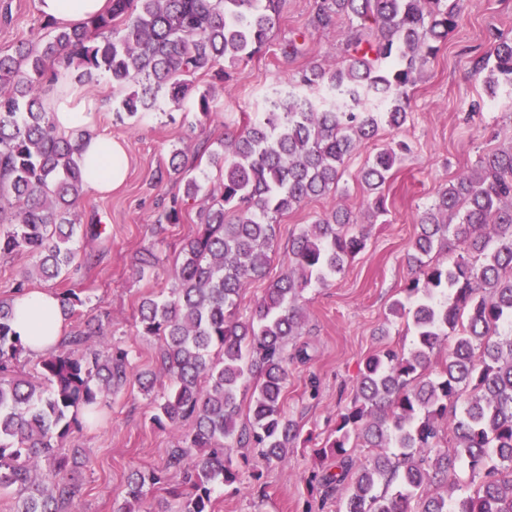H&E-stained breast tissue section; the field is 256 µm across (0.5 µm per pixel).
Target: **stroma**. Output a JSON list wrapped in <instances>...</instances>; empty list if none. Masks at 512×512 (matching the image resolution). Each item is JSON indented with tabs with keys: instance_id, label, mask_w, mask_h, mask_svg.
<instances>
[{
	"instance_id": "obj_1",
	"label": "stroma",
	"mask_w": 512,
	"mask_h": 512,
	"mask_svg": "<svg viewBox=\"0 0 512 512\" xmlns=\"http://www.w3.org/2000/svg\"><path fill=\"white\" fill-rule=\"evenodd\" d=\"M313 10L314 0H284L280 24L258 57L239 65L229 80L199 79L198 89L207 94L212 108L207 117L198 112L194 99L175 105L161 98L153 110L126 124L116 117L112 102L118 93L111 79L101 74L85 83L86 94L105 103L98 114L99 131L123 141L129 158L121 188L108 194L88 190L80 200L81 223L103 227L100 237L80 242L81 253L93 257L94 264L79 276L47 281L27 278L29 256L2 257L0 297L12 296L22 279L31 289H75L86 301L85 316L104 317L107 341L132 349L139 369H155L159 343L137 335L134 316L144 298L166 291L168 268L163 265L150 277L138 278L134 256L155 242L168 259H175L195 229L198 209L196 202L186 201L183 222L166 225L159 238H152L151 225L178 192L171 182H157V171L171 151L180 148L200 183L208 189L217 187L220 172L208 158L199 157L201 142L216 141L225 129L241 127L292 71L313 64L330 66L340 57L335 31L310 28ZM45 31L46 20L35 0H0V52L21 41H37ZM300 31L307 36L308 54L283 63L282 43ZM495 33L512 37V0H467L462 23L409 91L406 124L394 132L382 131L353 154L335 193L280 218L268 276L244 288L241 315H249L271 279L280 275L293 237L317 216L339 205L361 212L357 174L368 158L394 141L409 145L388 183L387 222L370 225L365 249L328 286L304 294V326L298 341L307 345L311 359L289 364L283 402L301 429L295 448L287 463L271 465L255 457L242 461L240 449H232L238 481L234 489L217 490L214 512H338L340 504L333 500L322 508L313 506L305 478L316 464L315 449L333 435L337 413L353 398L364 359L386 345L407 348L412 343L390 307L402 298L410 277L405 257L419 217L440 186L474 166L483 154L512 144V97H489L484 76L475 68ZM152 414L150 398L132 384L104 399L96 424L84 425L66 439L65 448H79L84 454L76 473L80 512H115L127 497L132 472L163 467L178 433L157 428Z\"/></svg>"
}]
</instances>
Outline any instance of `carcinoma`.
Listing matches in <instances>:
<instances>
[{
  "mask_svg": "<svg viewBox=\"0 0 512 512\" xmlns=\"http://www.w3.org/2000/svg\"><path fill=\"white\" fill-rule=\"evenodd\" d=\"M281 0H112L111 9L75 26H56L39 45L16 44L0 53V255L25 253L46 280L89 264L75 248L82 224L76 203L84 185L77 144L59 132L44 106L45 88L72 70L79 78L106 74L126 89L116 116L132 118L155 106L162 92L174 104L196 96L203 115L200 74L223 81L228 67L257 57L279 23ZM465 0H315L310 27L334 29L343 60L313 65L288 78L302 94L336 90L354 97L347 110L312 98L299 112L277 99L273 111L224 134L210 161L219 168L218 194L191 175L185 153L174 150L158 180L182 186V200H203L195 231L169 271L170 288L145 298L137 335L161 340L158 373L168 389L154 396L152 420L175 429L189 423L166 466L136 471L116 512H140L150 491L181 475L177 512H213L216 488L237 479L224 443L234 440L268 464L288 460L300 434L283 409L288 363L309 360L302 345L300 302L312 285L327 286L366 244V227L338 207L317 217L293 241L283 273L250 314L239 315L241 293L267 276L278 218L336 190L346 160L382 130L407 121L408 92L429 69L438 44L457 27ZM362 24L342 30L343 20ZM307 52L306 34L282 44L284 62ZM228 67H223V64ZM491 95L512 94V39L498 36L481 58ZM409 148L378 151L359 171L367 223L384 224V191ZM174 203L155 221L178 224ZM408 254L413 276L391 313L406 319L414 347H384L360 371L351 406L335 435L315 450L320 468L308 482L322 503L338 497L341 512H512V145L438 189L419 218ZM460 253L443 259L449 245ZM162 261L150 246L134 271L144 276ZM64 317L82 316L85 300L73 289L59 295ZM13 299L0 300V494L10 512H76L79 486L68 473L63 442L95 420L103 397L136 377L144 394L154 373H133L131 351L101 345L103 324L88 318L65 344L39 361L34 376L11 375L26 353L13 329ZM448 346L436 373L431 357ZM253 386L248 421L239 395ZM352 448H371L367 460ZM467 495L452 498L459 470Z\"/></svg>",
  "mask_w": 512,
  "mask_h": 512,
  "instance_id": "obj_1",
  "label": "carcinoma"
}]
</instances>
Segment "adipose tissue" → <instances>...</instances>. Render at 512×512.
<instances>
[{
    "mask_svg": "<svg viewBox=\"0 0 512 512\" xmlns=\"http://www.w3.org/2000/svg\"><path fill=\"white\" fill-rule=\"evenodd\" d=\"M109 2L36 0V7L44 17L77 25L105 11ZM48 105L57 129L77 140L86 188L100 193L118 188L127 174L128 155L120 141L98 132V102L82 89L60 83L49 94ZM13 327L33 356L56 350L65 339L60 303L44 290H28L15 299Z\"/></svg>",
    "mask_w": 512,
    "mask_h": 512,
    "instance_id": "obj_1",
    "label": "adipose tissue"
}]
</instances>
